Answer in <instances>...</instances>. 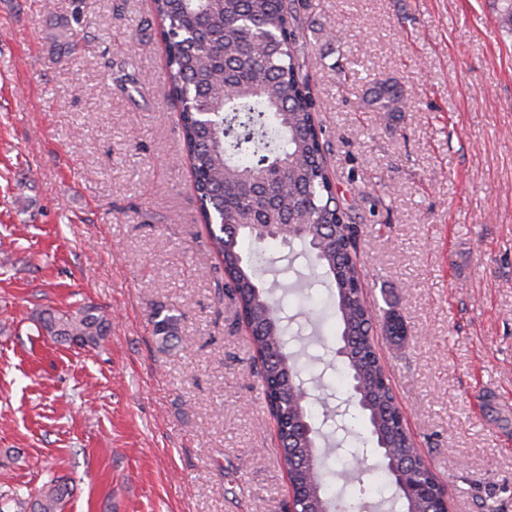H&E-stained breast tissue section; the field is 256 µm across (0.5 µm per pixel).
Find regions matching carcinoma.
<instances>
[{
    "label": "carcinoma",
    "mask_w": 512,
    "mask_h": 512,
    "mask_svg": "<svg viewBox=\"0 0 512 512\" xmlns=\"http://www.w3.org/2000/svg\"><path fill=\"white\" fill-rule=\"evenodd\" d=\"M295 0H151V14L165 44L164 80L180 104L177 124L192 172L198 214L210 253L222 264L225 291L245 324L265 405L277 425L283 457L305 441L312 402L299 400V369L286 352L282 317L265 289L243 263L239 237L263 243L253 224H300L294 238L309 246L318 277L336 288L341 358L347 377L363 387L364 406L348 422L364 419L373 443L393 448L403 473L436 477L408 432L403 413L379 357L376 323L361 282L357 224L332 180L324 152L323 128L308 78L295 54L298 26ZM404 93L396 83L375 82L368 105L373 112H396ZM39 335L83 348L105 342L111 323L87 305L62 312L48 307L36 317ZM163 347L187 349L192 337L179 335L180 316L150 313ZM382 329L404 341L407 327L393 309ZM327 473L316 449L301 457L290 474L305 495L304 508L324 512L330 503ZM72 494L69 482L53 479L26 500L0 493V512H58Z\"/></svg>",
    "instance_id": "obj_1"
}]
</instances>
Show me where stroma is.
<instances>
[{
    "mask_svg": "<svg viewBox=\"0 0 512 512\" xmlns=\"http://www.w3.org/2000/svg\"><path fill=\"white\" fill-rule=\"evenodd\" d=\"M502 0H299V59L351 206L377 350L450 512H512V24ZM358 74L345 79L348 63ZM149 0H0V471L62 512H282L288 476L252 349L182 156ZM402 86L399 112L366 104ZM322 427L331 490L377 512L323 427L350 390L300 243L263 246ZM310 282L308 295L293 291ZM110 318L97 349L40 336L47 307ZM181 312L161 349L152 307Z\"/></svg>",
    "mask_w": 512,
    "mask_h": 512,
    "instance_id": "stroma-1",
    "label": "stroma"
}]
</instances>
